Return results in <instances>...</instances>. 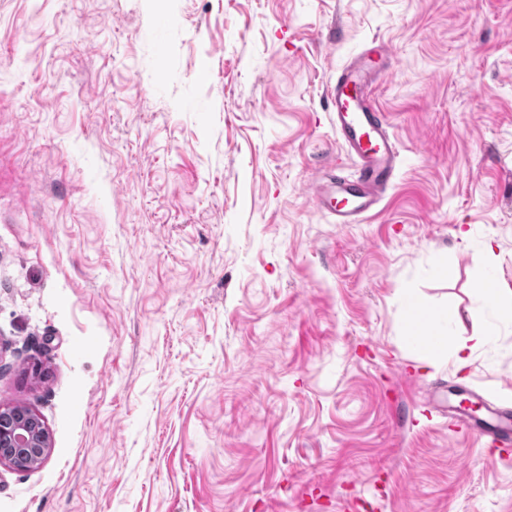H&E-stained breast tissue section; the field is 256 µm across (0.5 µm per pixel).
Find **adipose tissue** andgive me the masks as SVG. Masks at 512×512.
Masks as SVG:
<instances>
[{
	"label": "adipose tissue",
	"mask_w": 512,
	"mask_h": 512,
	"mask_svg": "<svg viewBox=\"0 0 512 512\" xmlns=\"http://www.w3.org/2000/svg\"><path fill=\"white\" fill-rule=\"evenodd\" d=\"M413 318L428 323L432 329V336L425 341L424 346L429 357L436 361L453 362L456 367L468 365L472 354L490 344L496 337L494 329H486L482 334L469 337L466 340H456L449 327L455 323V316L444 312H432L426 304L417 297L407 302Z\"/></svg>",
	"instance_id": "1"
}]
</instances>
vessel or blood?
Returning a JSON list of instances; mask_svg holds the SVG:
<instances>
[{
  "label": "vessel or blood",
  "mask_w": 512,
  "mask_h": 512,
  "mask_svg": "<svg viewBox=\"0 0 512 512\" xmlns=\"http://www.w3.org/2000/svg\"><path fill=\"white\" fill-rule=\"evenodd\" d=\"M390 69L382 45L376 44L362 50L329 84L332 124L342 146L359 163L356 176H328L316 191L317 206L334 223H360L378 208L393 183L399 152L389 133L388 117L370 94L371 85ZM448 424L459 434L495 447H512V413L497 412L495 421L489 422L460 406L449 415Z\"/></svg>",
  "instance_id": "vessel-or-blood-1"
}]
</instances>
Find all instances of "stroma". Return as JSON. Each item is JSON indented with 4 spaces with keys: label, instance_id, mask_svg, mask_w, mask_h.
Listing matches in <instances>:
<instances>
[{
    "label": "stroma",
    "instance_id": "stroma-1",
    "mask_svg": "<svg viewBox=\"0 0 512 512\" xmlns=\"http://www.w3.org/2000/svg\"><path fill=\"white\" fill-rule=\"evenodd\" d=\"M373 39L398 170L335 224L327 87ZM490 276L512 0H0V409L51 442L0 512H512V456L425 401L512 409ZM411 295L495 341L419 369Z\"/></svg>",
    "mask_w": 512,
    "mask_h": 512
}]
</instances>
